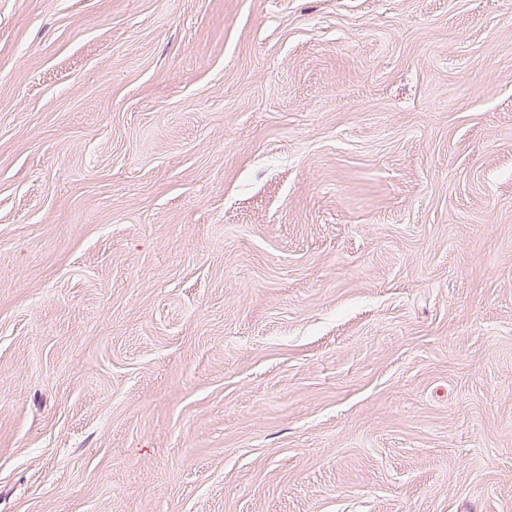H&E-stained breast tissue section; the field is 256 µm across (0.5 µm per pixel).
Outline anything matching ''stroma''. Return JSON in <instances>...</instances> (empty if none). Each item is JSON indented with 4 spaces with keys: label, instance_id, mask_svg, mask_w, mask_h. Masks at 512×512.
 I'll return each mask as SVG.
<instances>
[{
    "label": "stroma",
    "instance_id": "35a3bbf8",
    "mask_svg": "<svg viewBox=\"0 0 512 512\" xmlns=\"http://www.w3.org/2000/svg\"><path fill=\"white\" fill-rule=\"evenodd\" d=\"M0 512H512V0H0Z\"/></svg>",
    "mask_w": 512,
    "mask_h": 512
}]
</instances>
